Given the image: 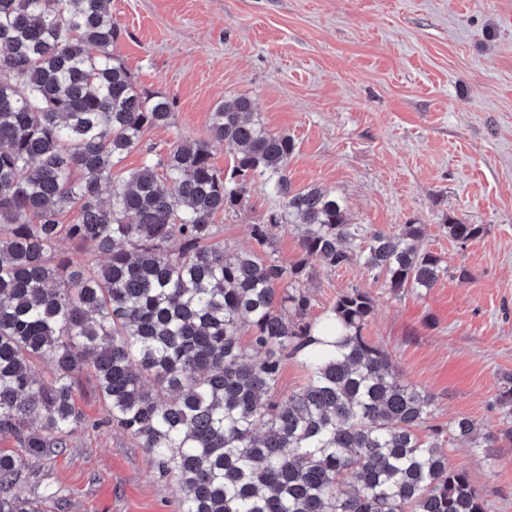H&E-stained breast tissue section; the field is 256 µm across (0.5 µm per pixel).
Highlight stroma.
<instances>
[{"instance_id": "1", "label": "stroma", "mask_w": 512, "mask_h": 512, "mask_svg": "<svg viewBox=\"0 0 512 512\" xmlns=\"http://www.w3.org/2000/svg\"><path fill=\"white\" fill-rule=\"evenodd\" d=\"M114 53L138 86L174 101L171 125L145 131L125 174L150 147L210 136L224 97L248 96L273 133H288L293 189L339 195L372 230L421 225L420 247L448 271L395 294L361 265L316 266L307 318L366 290L364 329L404 379L432 394L435 421L464 415L496 428L495 397L512 375V0H111ZM277 198L255 187L244 211L217 217L233 250ZM479 224L459 244L444 223ZM85 422L66 447L25 468L20 491L61 487L65 512H177V480L137 441L103 426L90 379ZM448 463L479 489L485 512H512V447L447 444Z\"/></svg>"}]
</instances>
